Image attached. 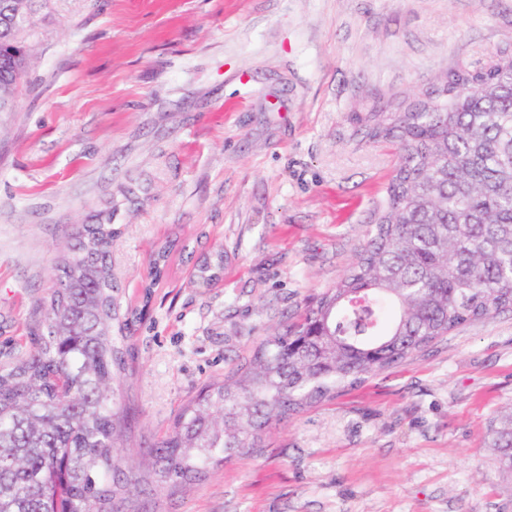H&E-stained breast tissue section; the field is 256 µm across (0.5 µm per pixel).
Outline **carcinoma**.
I'll return each instance as SVG.
<instances>
[{
    "label": "carcinoma",
    "mask_w": 512,
    "mask_h": 512,
    "mask_svg": "<svg viewBox=\"0 0 512 512\" xmlns=\"http://www.w3.org/2000/svg\"><path fill=\"white\" fill-rule=\"evenodd\" d=\"M32 0H0V102L12 110L28 72ZM431 102L374 107L366 138L400 156L386 199L355 262L301 322L266 336L232 376L205 387L164 438L146 449L152 471L127 476L117 445L114 379L127 367L112 327V225L80 224L55 263L32 350L0 369V512H147L139 497L173 490L260 448L269 429L354 385L414 359L457 326L512 310V52L464 67ZM161 248L143 284L163 279ZM224 252L198 266L208 286ZM498 471L512 480V407L488 426Z\"/></svg>",
    "instance_id": "obj_1"
}]
</instances>
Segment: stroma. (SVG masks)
Instances as JSON below:
<instances>
[{
  "mask_svg": "<svg viewBox=\"0 0 512 512\" xmlns=\"http://www.w3.org/2000/svg\"><path fill=\"white\" fill-rule=\"evenodd\" d=\"M0 112V367L28 353L57 247L108 224L130 443L298 322L362 248L398 162L358 114L512 51V0H35ZM178 247L140 315L153 253ZM223 251L224 274L194 284ZM512 311L277 424L148 512H512L487 425Z\"/></svg>",
  "mask_w": 512,
  "mask_h": 512,
  "instance_id": "stroma-1",
  "label": "stroma"
}]
</instances>
